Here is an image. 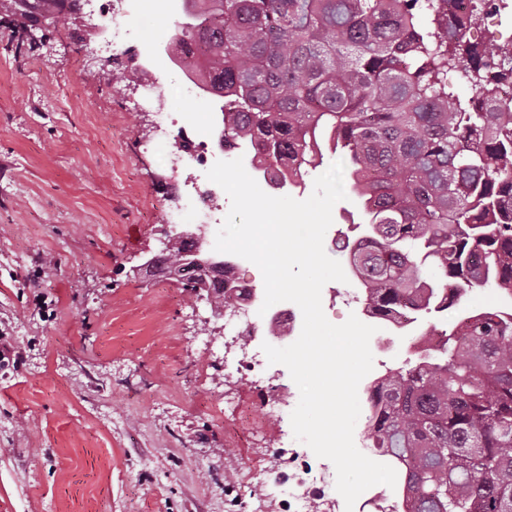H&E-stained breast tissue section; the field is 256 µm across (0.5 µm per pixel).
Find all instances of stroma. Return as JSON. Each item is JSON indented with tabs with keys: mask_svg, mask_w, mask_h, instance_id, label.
Listing matches in <instances>:
<instances>
[{
	"mask_svg": "<svg viewBox=\"0 0 512 512\" xmlns=\"http://www.w3.org/2000/svg\"><path fill=\"white\" fill-rule=\"evenodd\" d=\"M17 27L0 13V512H277L255 474L299 401L288 369L254 390L209 304L138 271L180 230L157 99L71 67L84 18L33 49Z\"/></svg>",
	"mask_w": 512,
	"mask_h": 512,
	"instance_id": "1",
	"label": "stroma"
}]
</instances>
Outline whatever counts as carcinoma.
<instances>
[{
    "instance_id": "cac0c4a2",
    "label": "carcinoma",
    "mask_w": 512,
    "mask_h": 512,
    "mask_svg": "<svg viewBox=\"0 0 512 512\" xmlns=\"http://www.w3.org/2000/svg\"><path fill=\"white\" fill-rule=\"evenodd\" d=\"M174 49L201 43L200 71L226 103L222 134L288 176L326 142L360 201L371 245L350 259L368 309L453 305L469 289L512 297V112L470 108L448 90L462 45L448 0H189ZM77 0H15L32 25L67 20ZM444 26L423 28L422 13ZM475 96L501 56L465 49ZM118 87L138 70L104 73ZM185 244L169 241L176 268ZM370 447L391 455L408 512H512V317L496 309L454 326L433 358L374 387Z\"/></svg>"
}]
</instances>
